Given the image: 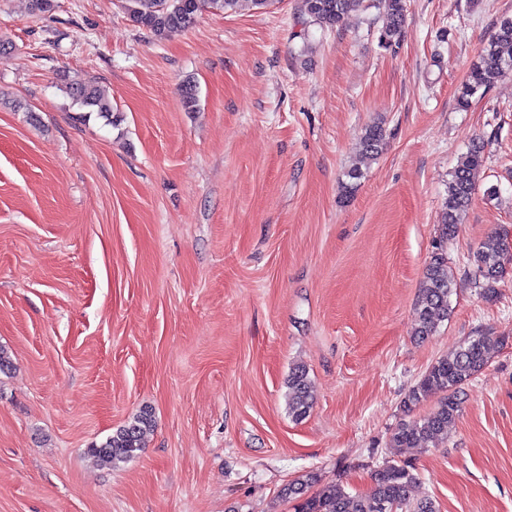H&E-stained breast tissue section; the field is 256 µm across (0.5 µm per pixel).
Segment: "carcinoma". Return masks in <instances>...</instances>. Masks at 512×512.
Segmentation results:
<instances>
[{"label": "carcinoma", "instance_id": "carcinoma-1", "mask_svg": "<svg viewBox=\"0 0 512 512\" xmlns=\"http://www.w3.org/2000/svg\"><path fill=\"white\" fill-rule=\"evenodd\" d=\"M130 21L148 30L156 39H164L175 29L193 26L202 12L209 8L234 10L239 0H126ZM360 0H301V12L322 28L339 25ZM382 19L379 41L382 47L399 46L406 22V0H375ZM512 74V18L502 20L488 44L469 69L467 80L456 97L458 108L469 107L471 99L484 93L498 79ZM67 93L82 108L95 112L113 123L112 100L94 80L72 84ZM386 145L383 122H374L361 136V154L376 158ZM484 144L475 141L450 173L447 187L446 212L441 224L435 251L424 270V287L414 309V336L425 340L437 333L448 317L453 279L448 272L447 243L458 232L459 224L472 207L477 191L476 175L484 166ZM507 241L497 233L472 253L474 281L483 289V297L496 294L495 284L503 277ZM503 345L500 336L481 335L462 343L458 348L438 358L409 391L403 407L406 412L428 398L437 397L430 412L418 419L400 424L392 433L394 448H423L438 445L448 436V426L461 413L465 385L489 362L492 352ZM309 370L303 364L294 365L286 380L288 413L296 421L305 419L312 408L309 391ZM154 427L153 415L143 410L133 415L123 426L100 444L90 448L100 464L116 467L139 455L144 437ZM373 484L365 494L351 495L338 485H329L316 493L309 488L316 482L310 475L294 480L281 491V496L294 503V512H436L432 500L413 502L410 496L416 477L408 464L386 463L374 471Z\"/></svg>", "mask_w": 512, "mask_h": 512}]
</instances>
